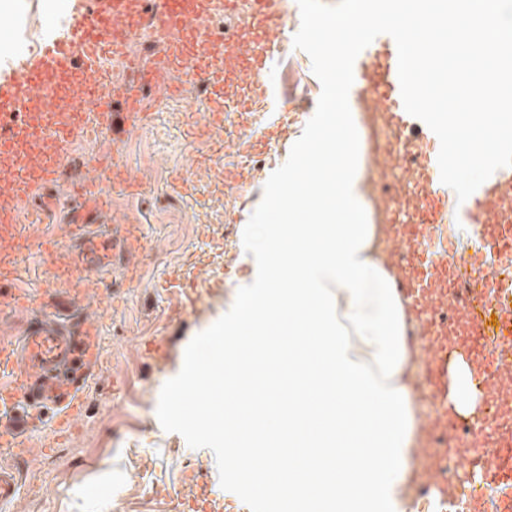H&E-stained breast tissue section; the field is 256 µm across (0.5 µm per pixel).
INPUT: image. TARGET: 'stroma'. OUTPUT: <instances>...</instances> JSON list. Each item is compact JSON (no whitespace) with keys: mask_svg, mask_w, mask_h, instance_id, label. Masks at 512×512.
Instances as JSON below:
<instances>
[{"mask_svg":"<svg viewBox=\"0 0 512 512\" xmlns=\"http://www.w3.org/2000/svg\"><path fill=\"white\" fill-rule=\"evenodd\" d=\"M80 12L79 0H0V51L16 46V34L33 38L45 22ZM283 20L276 33L279 61L266 78L280 90L286 124H270L237 90L234 136L208 158L196 136L207 117L205 93L193 92L186 102L155 90L148 122L135 130L113 117L94 152L71 153L56 184L20 203L25 214L48 204L44 231L66 239L72 186L98 163L116 162L123 176L113 180L110 207L95 228L110 235L118 225L137 224L144 238L137 254L116 256L111 268L89 270L79 282L57 278L67 251L52 255L35 245L21 259L18 286L30 302L20 311L0 300V339L18 338L29 323L85 287L90 299L81 315L97 325L103 357L84 389V411L70 427L56 430L47 411L27 431L28 471L18 476L17 498L0 512H193L202 490L223 497L224 445L211 434L208 419L223 413L224 394L209 373L224 361V347L214 338L224 331L226 288L245 272L239 227L287 160L321 94L309 55L293 43L301 23L297 0H288ZM243 142L252 143L258 166L241 167L239 185L226 187L224 171L241 166ZM187 268L210 288L193 313L165 285ZM190 358L201 374L181 400L167 389L185 377ZM180 405L195 413L194 421H171Z\"/></svg>","mask_w":512,"mask_h":512,"instance_id":"1","label":"stroma"}]
</instances>
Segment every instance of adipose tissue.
<instances>
[{
  "label": "adipose tissue",
  "instance_id": "1",
  "mask_svg": "<svg viewBox=\"0 0 512 512\" xmlns=\"http://www.w3.org/2000/svg\"><path fill=\"white\" fill-rule=\"evenodd\" d=\"M341 164L310 148L322 183L272 176L270 210L287 212L247 276L229 290L224 365L225 478L272 494L280 512H414L423 427L415 317L395 287L364 162L360 115L339 112ZM470 360L448 355L451 414L486 402Z\"/></svg>",
  "mask_w": 512,
  "mask_h": 512
}]
</instances>
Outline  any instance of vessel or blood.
Returning a JSON list of instances; mask_svg holds the SVG:
<instances>
[{
	"label": "vessel or blood",
	"instance_id": "b4317fda",
	"mask_svg": "<svg viewBox=\"0 0 512 512\" xmlns=\"http://www.w3.org/2000/svg\"><path fill=\"white\" fill-rule=\"evenodd\" d=\"M202 0H163L159 22L186 31L193 27ZM273 0H249L245 32L253 46L241 53L237 43L225 42V67L209 72L211 112L221 116L229 101L225 85L241 72L254 81L251 96L265 115L278 112L276 88L264 78L276 53L270 36L277 25ZM88 20L67 31L49 32L38 52L0 62V195L29 198L53 184L59 175L58 153L77 131L87 129L81 109L92 103L103 116L111 101L82 85L81 74L98 73L100 54L120 51L128 29L146 14L145 0H89ZM186 47L171 46L158 56L153 70L141 72L123 92L125 120L144 122L142 93L152 85L154 71L191 66ZM349 91L351 111L360 115L362 135L371 161L375 194L373 221L394 232L392 254L398 268L396 286L419 320L429 322L440 301L455 294L466 316L452 329L429 338L432 359L429 377L437 399L448 392V349H462L493 387L494 376L512 361V283L499 270L512 268V166L496 170L469 198L458 201L440 178L437 136L404 108L398 78V54L393 38L377 36L356 58ZM107 178L99 174L74 188L80 200L70 217V237L78 244L70 265L84 272L104 268L113 255L139 250L134 230L116 236L94 231L108 204ZM465 225V239L449 240L448 227ZM28 241L0 212V269L16 267ZM101 361V338L94 323L56 313L28 326L19 344L0 341V446L24 449L23 436L38 412L51 409L55 421L67 425L83 410L80 379L90 376ZM477 487L465 493L467 512H484V493L498 494L497 512H512V430H507L491 460L480 467Z\"/></svg>",
	"mask_w": 512,
	"mask_h": 512
}]
</instances>
